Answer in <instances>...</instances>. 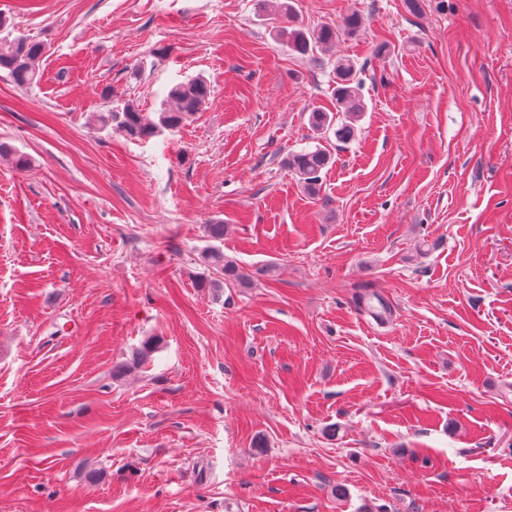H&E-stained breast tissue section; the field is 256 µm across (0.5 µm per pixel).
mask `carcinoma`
I'll list each match as a JSON object with an SVG mask.
<instances>
[{"instance_id": "cac0c4a2", "label": "carcinoma", "mask_w": 512, "mask_h": 512, "mask_svg": "<svg viewBox=\"0 0 512 512\" xmlns=\"http://www.w3.org/2000/svg\"><path fill=\"white\" fill-rule=\"evenodd\" d=\"M363 19L357 14L346 16L339 24H325L309 30L301 27L285 29L281 35L288 40L291 50L309 55L317 49L330 47L341 35H353L360 31ZM45 53L43 43L19 35H6L0 38V70H5L13 82L19 86H30L40 79L38 62ZM211 95L209 82L202 77H194L174 85L168 92L157 117L153 118L130 104L122 108H109L93 115L94 124L102 129L112 125L122 129L132 139L146 140L164 131L174 133L184 127L207 104ZM336 113L330 114L315 107L310 110L308 122L315 139L320 140L332 134L336 141L347 143L353 139L356 123L366 112V104L361 94V84L351 60L336 63V88L334 89ZM342 113L344 120L336 122V114ZM331 161V154L321 145L305 148L287 154L283 165L294 173L303 188L310 194L319 190L320 173ZM201 262L213 272V278L205 286L218 290L224 283L234 281L244 283L247 276L232 260L224 257V252L216 245H210L201 253ZM156 350V342L148 339L136 351L132 364L118 367L122 373L131 367L144 365Z\"/></svg>"}]
</instances>
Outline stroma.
Returning <instances> with one entry per match:
<instances>
[{"label": "stroma", "mask_w": 512, "mask_h": 512, "mask_svg": "<svg viewBox=\"0 0 512 512\" xmlns=\"http://www.w3.org/2000/svg\"><path fill=\"white\" fill-rule=\"evenodd\" d=\"M290 3L0 0L46 47L0 72V512H512V0ZM340 59L367 110L310 196ZM195 76L177 133L89 120ZM363 19L360 15L350 14L340 24H325L319 28L309 30L301 27L284 29L281 35L288 40V46L292 51L302 55L313 54L317 49L330 47L341 35H353L360 31ZM330 161L331 154L320 143L313 148L289 153L282 160L283 165L299 178L303 188L310 194L318 192L320 173ZM202 264L213 272L214 277L207 280L205 286L219 290L225 282L245 283L247 276L233 261L224 257V252L216 245H209L201 253Z\"/></svg>", "instance_id": "stroma-1"}]
</instances>
